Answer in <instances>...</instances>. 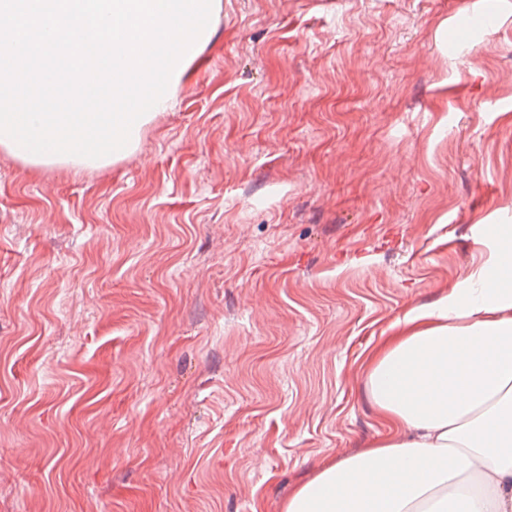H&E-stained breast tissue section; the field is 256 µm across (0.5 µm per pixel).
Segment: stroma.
I'll list each match as a JSON object with an SVG mask.
<instances>
[{
	"label": "stroma",
	"instance_id": "1",
	"mask_svg": "<svg viewBox=\"0 0 512 512\" xmlns=\"http://www.w3.org/2000/svg\"><path fill=\"white\" fill-rule=\"evenodd\" d=\"M512 229V0H222L109 165L0 152V512H275L362 363Z\"/></svg>",
	"mask_w": 512,
	"mask_h": 512
}]
</instances>
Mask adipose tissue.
Masks as SVG:
<instances>
[{
	"mask_svg": "<svg viewBox=\"0 0 512 512\" xmlns=\"http://www.w3.org/2000/svg\"><path fill=\"white\" fill-rule=\"evenodd\" d=\"M476 244L486 262L365 357L382 434L321 465L280 512H512V233Z\"/></svg>",
	"mask_w": 512,
	"mask_h": 512,
	"instance_id": "adipose-tissue-1",
	"label": "adipose tissue"
}]
</instances>
